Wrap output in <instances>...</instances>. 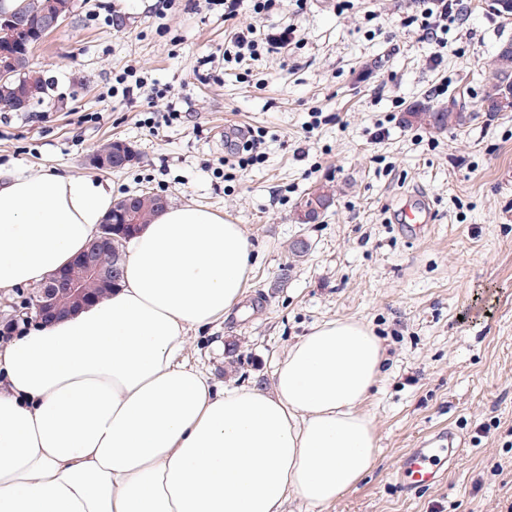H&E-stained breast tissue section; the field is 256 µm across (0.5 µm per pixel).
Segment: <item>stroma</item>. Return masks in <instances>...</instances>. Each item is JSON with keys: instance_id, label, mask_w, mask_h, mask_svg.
<instances>
[{"instance_id": "stroma-1", "label": "stroma", "mask_w": 512, "mask_h": 512, "mask_svg": "<svg viewBox=\"0 0 512 512\" xmlns=\"http://www.w3.org/2000/svg\"><path fill=\"white\" fill-rule=\"evenodd\" d=\"M76 3L34 52L45 103L0 112V168L97 175L116 197L149 191L243 225L258 254L252 285L236 314L195 332L187 349L217 385L270 388L275 362L316 322L373 329L386 357L367 406L379 454L325 512H512V112H475L441 133L401 122L418 103L474 104L512 23L463 0L461 35L435 68L430 45L400 23L414 0H374L370 21L337 12L336 0L301 11L281 0L262 18L245 7L233 20L198 0ZM291 25L301 44L246 67L225 62L238 29L267 37ZM131 70L173 101L178 120L149 128L155 109L129 103L116 82ZM314 112L323 121L313 128ZM379 121L389 136L377 143ZM240 125L266 132L264 163L245 171L229 143ZM113 139L138 159L97 172L87 158ZM324 183L337 190L332 208L319 223H295L296 203ZM418 192L436 214L422 238L391 222ZM298 238L310 249L293 263L287 246ZM287 264V284L275 287ZM448 425L466 440L455 464L439 484L402 491L403 453Z\"/></svg>"}]
</instances>
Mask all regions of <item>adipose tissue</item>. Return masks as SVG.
Segmentation results:
<instances>
[{
	"label": "adipose tissue",
	"instance_id": "ef3b65f1",
	"mask_svg": "<svg viewBox=\"0 0 512 512\" xmlns=\"http://www.w3.org/2000/svg\"><path fill=\"white\" fill-rule=\"evenodd\" d=\"M114 201L93 177L0 170V292L67 267ZM253 273L242 225L170 205L110 297L0 343V512H324L353 490L379 449L366 405L385 351L367 324L313 326L268 391L217 388L186 356Z\"/></svg>",
	"mask_w": 512,
	"mask_h": 512
}]
</instances>
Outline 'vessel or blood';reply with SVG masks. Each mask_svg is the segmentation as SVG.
Wrapping results in <instances>:
<instances>
[{
	"instance_id": "1",
	"label": "vessel or blood",
	"mask_w": 512,
	"mask_h": 512,
	"mask_svg": "<svg viewBox=\"0 0 512 512\" xmlns=\"http://www.w3.org/2000/svg\"><path fill=\"white\" fill-rule=\"evenodd\" d=\"M397 222L417 235L427 231L433 222L429 202L421 198L403 203L398 209ZM462 444V437L452 428L434 430L403 455L395 471L398 483L409 492L435 485L447 466L456 460Z\"/></svg>"
}]
</instances>
